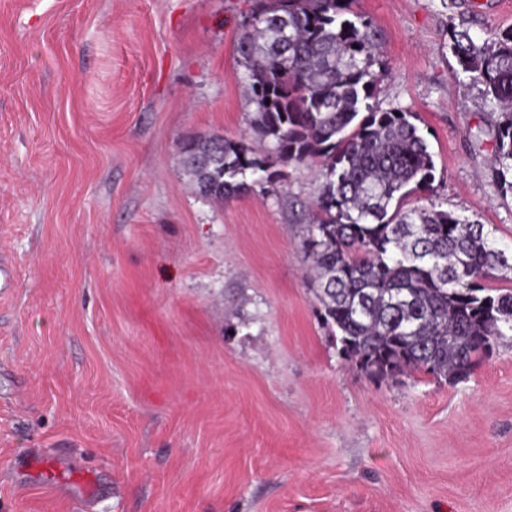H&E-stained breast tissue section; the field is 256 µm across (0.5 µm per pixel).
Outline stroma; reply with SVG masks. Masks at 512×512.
Masks as SVG:
<instances>
[{
  "label": "stroma",
  "instance_id": "obj_1",
  "mask_svg": "<svg viewBox=\"0 0 512 512\" xmlns=\"http://www.w3.org/2000/svg\"><path fill=\"white\" fill-rule=\"evenodd\" d=\"M250 0H0V512H512V336L464 380L367 378L309 286L319 162L219 204L181 146L252 140ZM381 109L416 113L442 208L512 250V200L454 76L450 18L512 0H354Z\"/></svg>",
  "mask_w": 512,
  "mask_h": 512
}]
</instances>
